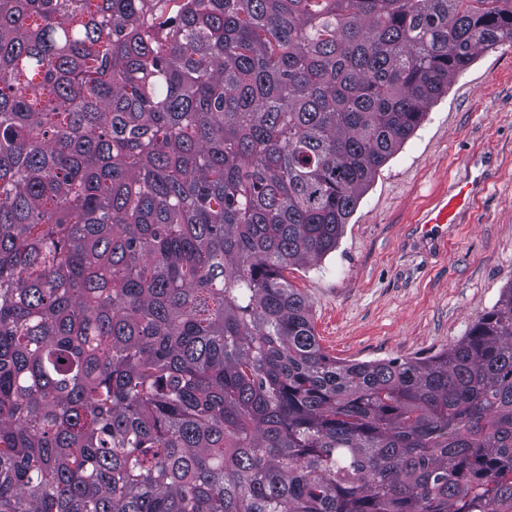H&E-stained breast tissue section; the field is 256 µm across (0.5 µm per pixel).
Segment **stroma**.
Segmentation results:
<instances>
[{"label": "stroma", "instance_id": "stroma-1", "mask_svg": "<svg viewBox=\"0 0 512 512\" xmlns=\"http://www.w3.org/2000/svg\"><path fill=\"white\" fill-rule=\"evenodd\" d=\"M495 178L455 223L420 216L478 175ZM323 350L340 361L426 359L512 288V43L481 51L378 170L334 251L289 271Z\"/></svg>", "mask_w": 512, "mask_h": 512}]
</instances>
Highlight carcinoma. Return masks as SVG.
I'll list each match as a JSON object with an SVG mask.
<instances>
[{
  "mask_svg": "<svg viewBox=\"0 0 512 512\" xmlns=\"http://www.w3.org/2000/svg\"><path fill=\"white\" fill-rule=\"evenodd\" d=\"M512 0H0V512L512 509V288L339 361L286 272Z\"/></svg>",
  "mask_w": 512,
  "mask_h": 512,
  "instance_id": "cac0c4a2",
  "label": "carcinoma"
}]
</instances>
